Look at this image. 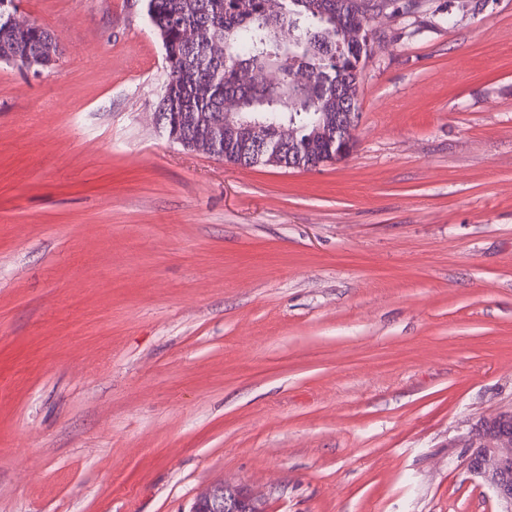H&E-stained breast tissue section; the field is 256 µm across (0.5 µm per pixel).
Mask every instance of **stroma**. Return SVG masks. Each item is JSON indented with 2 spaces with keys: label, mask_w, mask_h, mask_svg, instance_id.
Wrapping results in <instances>:
<instances>
[{
  "label": "stroma",
  "mask_w": 512,
  "mask_h": 512,
  "mask_svg": "<svg viewBox=\"0 0 512 512\" xmlns=\"http://www.w3.org/2000/svg\"><path fill=\"white\" fill-rule=\"evenodd\" d=\"M0 63V512H499L462 442L512 408V0L376 18L354 146L171 143L145 0H16ZM0 0V62L13 64L21 68L27 64L34 67L47 68L57 61L60 55L59 44L43 23L32 20L24 21V25L10 22L11 6H1ZM189 512H266L262 498L244 484L220 482L194 499Z\"/></svg>",
  "instance_id": "35a3bbf8"
}]
</instances>
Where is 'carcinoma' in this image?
<instances>
[{
	"instance_id": "1",
	"label": "carcinoma",
	"mask_w": 512,
	"mask_h": 512,
	"mask_svg": "<svg viewBox=\"0 0 512 512\" xmlns=\"http://www.w3.org/2000/svg\"><path fill=\"white\" fill-rule=\"evenodd\" d=\"M0 62L47 68L60 55L43 23L10 22L1 6ZM412 0H146V19L167 71L158 108L168 137L240 166L315 168L334 161L336 120L358 117L359 74L373 43L370 18ZM252 70L247 82L243 71ZM305 72L299 86L292 76ZM224 114V127L212 117ZM264 127V147L248 129ZM294 137L284 152L283 131Z\"/></svg>"
}]
</instances>
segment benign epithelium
<instances>
[{
  "mask_svg": "<svg viewBox=\"0 0 512 512\" xmlns=\"http://www.w3.org/2000/svg\"><path fill=\"white\" fill-rule=\"evenodd\" d=\"M465 467L496 498L499 512H512V410L487 417L467 440ZM189 512H266L262 498L244 484L220 482L194 499Z\"/></svg>",
  "mask_w": 512,
  "mask_h": 512,
  "instance_id": "7a95c632",
  "label": "benign epithelium"
}]
</instances>
